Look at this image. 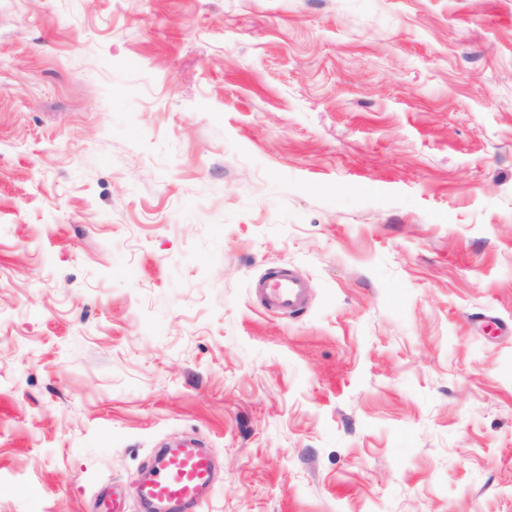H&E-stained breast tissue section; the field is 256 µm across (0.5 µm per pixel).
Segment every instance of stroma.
<instances>
[{
  "label": "stroma",
  "instance_id": "1",
  "mask_svg": "<svg viewBox=\"0 0 512 512\" xmlns=\"http://www.w3.org/2000/svg\"><path fill=\"white\" fill-rule=\"evenodd\" d=\"M503 322L512 0H0V512H512ZM264 308L270 312L295 314L305 307L306 291L301 280L290 273H277L258 288ZM212 454L192 443L161 448L152 474L139 486L141 505L154 512H204V492L213 482Z\"/></svg>",
  "mask_w": 512,
  "mask_h": 512
}]
</instances>
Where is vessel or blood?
<instances>
[{"mask_svg":"<svg viewBox=\"0 0 512 512\" xmlns=\"http://www.w3.org/2000/svg\"><path fill=\"white\" fill-rule=\"evenodd\" d=\"M270 312L295 314L303 310L306 291L301 280L278 273L258 288ZM214 463L204 448L184 443L160 449L152 461V474L139 486V499L146 512H204V493L213 482Z\"/></svg>","mask_w":512,"mask_h":512,"instance_id":"vessel-or-blood-1","label":"vessel or blood"}]
</instances>
